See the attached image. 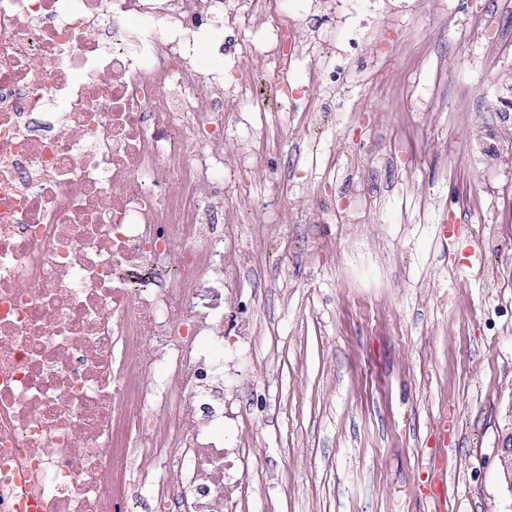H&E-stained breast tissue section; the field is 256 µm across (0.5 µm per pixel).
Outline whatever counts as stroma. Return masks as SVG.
<instances>
[{
  "mask_svg": "<svg viewBox=\"0 0 512 512\" xmlns=\"http://www.w3.org/2000/svg\"><path fill=\"white\" fill-rule=\"evenodd\" d=\"M455 4L364 0L359 21L407 37L387 63L360 51L336 90L367 94L370 114L305 129L275 116L290 225H268L271 245L224 296L252 301L260 330L224 366V404L247 419L224 438L250 449L249 512H426L441 467L452 512H512L497 468L512 423V111L494 106L512 62L483 68L461 28L476 0ZM420 51L441 105L404 121L380 84H402Z\"/></svg>",
  "mask_w": 512,
  "mask_h": 512,
  "instance_id": "35a3bbf8",
  "label": "stroma"
}]
</instances>
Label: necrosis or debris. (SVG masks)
I'll return each instance as SVG.
<instances>
[{
	"label": "necrosis or debris",
	"mask_w": 512,
	"mask_h": 512,
	"mask_svg": "<svg viewBox=\"0 0 512 512\" xmlns=\"http://www.w3.org/2000/svg\"><path fill=\"white\" fill-rule=\"evenodd\" d=\"M311 0H0V512H244L224 448L228 236L286 211L262 124L347 83ZM262 33L254 41L253 33ZM229 61L215 69L211 50ZM268 194L224 195L233 174ZM330 12L329 5L321 4V6L315 8V10H307V12L301 18V32L304 38H311L316 31L325 22Z\"/></svg>",
	"instance_id": "4bbe7bcc"
}]
</instances>
